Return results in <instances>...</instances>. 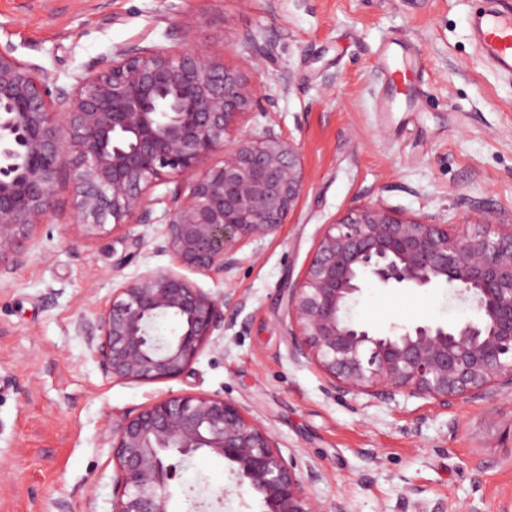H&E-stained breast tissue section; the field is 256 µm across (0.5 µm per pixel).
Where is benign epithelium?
Instances as JSON below:
<instances>
[{
    "mask_svg": "<svg viewBox=\"0 0 512 512\" xmlns=\"http://www.w3.org/2000/svg\"><path fill=\"white\" fill-rule=\"evenodd\" d=\"M258 89L189 48H120L110 63L59 86L43 67L0 45V271L21 265L32 229L73 183L75 223L88 236L151 223V190L173 184L166 243L179 265L208 276L240 264L245 242L274 233L307 182L299 144L273 126L233 136ZM423 288L445 282L479 316L385 336L351 315L365 282ZM178 334L153 336L160 317ZM293 355L312 362L338 394L418 398L439 408L512 391V226L450 225L381 204L321 230L286 305ZM219 303L174 269L148 270L118 288L83 326L104 374L120 383L179 377L210 343ZM228 461L234 492L265 512H326L271 431L218 395L170 394L112 430V512H168L172 454Z\"/></svg>",
    "mask_w": 512,
    "mask_h": 512,
    "instance_id": "7a95c632",
    "label": "benign epithelium"
}]
</instances>
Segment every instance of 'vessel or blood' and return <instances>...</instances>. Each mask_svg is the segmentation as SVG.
Instances as JSON below:
<instances>
[{
    "instance_id": "1",
    "label": "vessel or blood",
    "mask_w": 512,
    "mask_h": 512,
    "mask_svg": "<svg viewBox=\"0 0 512 512\" xmlns=\"http://www.w3.org/2000/svg\"><path fill=\"white\" fill-rule=\"evenodd\" d=\"M472 38L484 58L501 74L512 76V0H491L490 6L471 21ZM385 75L389 83L407 80L416 62L409 54H396L393 43L383 47Z\"/></svg>"
}]
</instances>
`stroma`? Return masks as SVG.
<instances>
[{
    "instance_id": "1",
    "label": "stroma",
    "mask_w": 512,
    "mask_h": 512,
    "mask_svg": "<svg viewBox=\"0 0 512 512\" xmlns=\"http://www.w3.org/2000/svg\"><path fill=\"white\" fill-rule=\"evenodd\" d=\"M487 0H0V44L58 84L119 48L187 47L259 84L240 132L274 125L296 141L308 175L278 231L244 245L220 277L191 274L224 315L179 377L117 383L78 323L117 288L172 268L162 199L152 221L96 238L72 220V186L38 225L24 262L0 273V512H112V426L174 393L220 395L270 429L283 454L310 464L329 512H512V392L446 409L426 400L332 395L323 373L293 359L288 290L322 225L382 203L462 224L512 225V78L480 57L469 21ZM401 42L418 60L409 111L385 114L379 50ZM245 297V307L236 298ZM373 334L477 318L448 285L366 283L353 309ZM169 512H195L201 492L223 512H264L259 496L224 495L221 457L173 455Z\"/></svg>"
}]
</instances>
